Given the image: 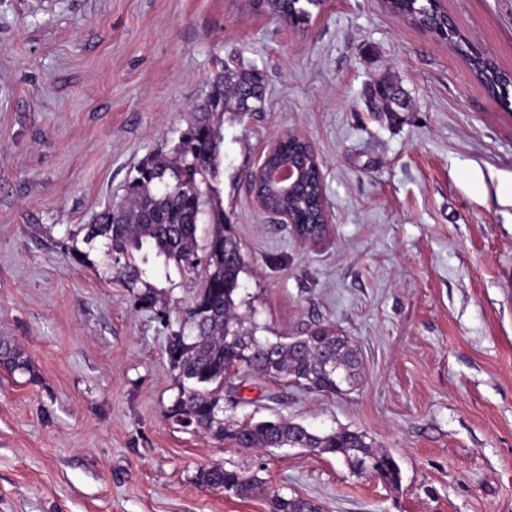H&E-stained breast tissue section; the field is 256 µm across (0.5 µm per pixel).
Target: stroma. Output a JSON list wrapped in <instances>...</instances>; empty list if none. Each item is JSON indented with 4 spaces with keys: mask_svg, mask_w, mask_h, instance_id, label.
I'll list each match as a JSON object with an SVG mask.
<instances>
[{
    "mask_svg": "<svg viewBox=\"0 0 512 512\" xmlns=\"http://www.w3.org/2000/svg\"><path fill=\"white\" fill-rule=\"evenodd\" d=\"M512 70V0H447ZM260 72L264 111L224 116V212L262 337L333 326L363 381L332 396L239 371L226 419L365 432L401 469L391 490L342 459L235 448L166 417L168 328L55 239L120 198L130 170L185 128L221 65ZM401 83L404 112H372ZM313 142L329 234L305 242L249 187L284 132ZM512 112L389 0H328L302 28L248 0H0V338L38 378L0 370V512H512ZM258 475L241 499L213 464ZM197 480L204 487L231 493L242 499L254 496L262 483L255 475L246 477L237 470L226 469L219 464L202 469ZM270 512H322L321 506L309 499L277 493L270 498Z\"/></svg>",
    "mask_w": 512,
    "mask_h": 512,
    "instance_id": "35a3bbf8",
    "label": "stroma"
}]
</instances>
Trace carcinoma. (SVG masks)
Wrapping results in <instances>:
<instances>
[{
    "label": "carcinoma",
    "instance_id": "carcinoma-1",
    "mask_svg": "<svg viewBox=\"0 0 512 512\" xmlns=\"http://www.w3.org/2000/svg\"><path fill=\"white\" fill-rule=\"evenodd\" d=\"M255 8L290 14L303 23L310 20L318 4L313 0H256ZM395 9L412 24L448 41L485 90L503 107L512 106V72L476 52L434 0H397ZM265 103L260 73L221 67L209 81L206 95L194 104L192 119L178 131L172 148L142 161L129 176L120 200L55 245L101 281L128 289L134 302L167 324L174 311L169 306V291L157 282L162 278L172 282L173 269L180 277L197 282L189 304L174 312L178 328L167 336L165 353L177 387L167 418L237 448H308L334 455L351 470H368L396 490L401 483L398 464L375 448L364 432L341 428L317 434L286 419L255 423L224 419V383L242 368L331 395L354 390L362 378L356 346L337 330L316 325L287 341L262 339L257 336L258 326L239 312L240 276L247 263L221 197L223 118L228 108L241 116L263 111ZM288 154L305 156L308 149L298 139L287 140L266 164ZM256 190L269 209L291 207L305 217L302 239L316 240L320 233L318 199L324 186L315 168H308L304 186L288 196L263 182L256 184ZM201 224L208 225L203 237L199 235ZM81 243L87 249H80ZM0 369L12 376H36L25 350L14 341L0 340ZM197 480L204 487L242 499L254 496L261 486L258 477L219 464L201 470ZM269 510L322 512L312 500L281 493L270 498Z\"/></svg>",
    "mask_w": 512,
    "mask_h": 512
}]
</instances>
